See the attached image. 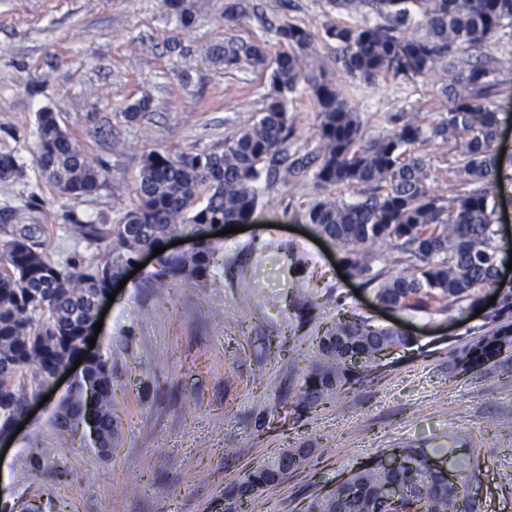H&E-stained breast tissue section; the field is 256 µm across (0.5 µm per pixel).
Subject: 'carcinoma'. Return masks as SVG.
Wrapping results in <instances>:
<instances>
[{"label":"carcinoma","mask_w":512,"mask_h":512,"mask_svg":"<svg viewBox=\"0 0 512 512\" xmlns=\"http://www.w3.org/2000/svg\"><path fill=\"white\" fill-rule=\"evenodd\" d=\"M332 10L375 13L382 22L349 25L329 21L324 36L336 55H315L311 32L285 22L276 28L281 48L271 51L256 40H229L208 48L207 57L227 68L242 65L269 71L264 107L250 125L224 139L213 152L143 155L135 186L136 205L111 224L81 220L65 212L67 230L78 242L103 252L96 263L73 259L64 265L43 251L38 224H27L20 209L0 210V433L27 402L38 400L54 371L80 352L82 333L96 317L97 303L109 284L146 249L191 237L186 253L158 255L152 274L166 290L207 276L216 246L211 228L252 219L260 203L259 183L284 188L312 173L319 193L302 201L299 215L315 232L344 252L351 274L374 285L377 302L396 311H428L434 304L463 312L479 305L487 291L498 305L486 319L490 330L453 354L460 373L479 370L512 351V281L498 275L500 263L494 216L512 205V155L493 151L497 113L490 109L500 86L498 76L512 73V55L486 51L498 31L512 29V0H326ZM176 31L200 20L202 0H163ZM430 77L439 86L446 117L432 130L455 144L458 160L448 167V196L434 193L419 146L423 127L413 117L385 135H367L350 90L336 82H375L401 67ZM309 92L317 114L314 146L298 157L290 152L296 125L289 105ZM150 107L142 97L129 103L124 118L133 122ZM36 164L41 177L74 203L98 191L106 170L90 158L59 124L56 113H37ZM22 176V166L0 152V180ZM360 195L347 202L330 190ZM386 244L409 255L410 267L386 277L371 273L373 247ZM412 337L396 328L378 327L355 316L329 322L317 337L316 356L303 378L289 413L300 414L328 400L347 396L362 385L381 361L380 351L405 348ZM96 382L91 407L87 383ZM61 437L74 433L69 417L89 418L104 447L119 435L112 408V372L97 357L63 405ZM408 465L390 471L377 460L353 471L307 512H375L385 487L405 491L400 509L409 512H481L471 496L470 462L452 480L429 467L425 448L401 449ZM310 452L285 448L224 491L234 503L243 488L258 493L277 486L309 464Z\"/></svg>","instance_id":"1"}]
</instances>
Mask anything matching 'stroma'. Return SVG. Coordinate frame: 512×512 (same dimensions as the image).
Listing matches in <instances>:
<instances>
[{
	"label": "stroma",
	"instance_id": "35a3bbf8",
	"mask_svg": "<svg viewBox=\"0 0 512 512\" xmlns=\"http://www.w3.org/2000/svg\"><path fill=\"white\" fill-rule=\"evenodd\" d=\"M175 33L160 0H0V152L14 153L22 178L0 181V208L38 205L28 223L45 227L46 255L57 264L100 259L76 242L63 220L111 223L135 204L145 152H211L255 121L269 74L212 63L206 50L228 39L276 44L283 22L316 33L318 55L336 45L323 23L354 24L325 0H242L236 22L224 0ZM272 22L265 30L258 17ZM177 36L178 45L167 42ZM352 93L369 136L388 133L392 117L420 116L424 129L444 113L427 76L408 72ZM149 95L137 121L127 103ZM61 126L107 171V182L69 204L36 167L37 114ZM311 179L264 190L248 230L216 237L208 276L158 294L147 263L116 295L92 349L112 370L121 433L102 457L85 431L60 444L55 422L70 382L16 433L0 460V512H219L225 487L282 449L307 448L308 466L249 500L243 512H306L352 470L398 448L436 449L456 470L477 456L473 483L483 512H512V355L486 368L456 372L452 353L487 331L484 318L458 311L392 313L379 308L361 279L342 278L343 252L299 215L314 196ZM346 314L415 336L412 347L382 360L357 392L294 418L297 393L326 323ZM40 456L46 468L19 461Z\"/></svg>",
	"mask_w": 512,
	"mask_h": 512
}]
</instances>
